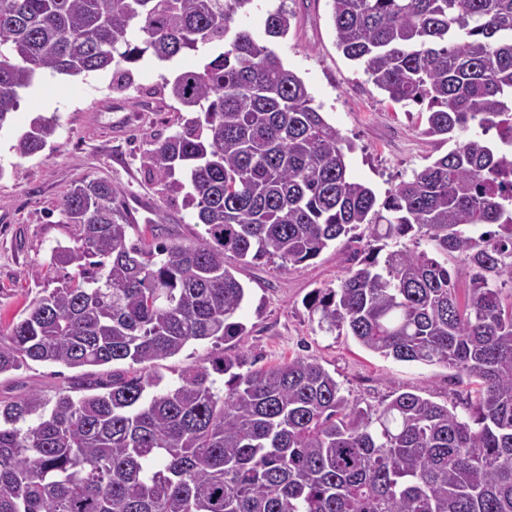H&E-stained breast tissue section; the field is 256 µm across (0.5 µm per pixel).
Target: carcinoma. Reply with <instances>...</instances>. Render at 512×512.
Returning a JSON list of instances; mask_svg holds the SVG:
<instances>
[{"mask_svg":"<svg viewBox=\"0 0 512 512\" xmlns=\"http://www.w3.org/2000/svg\"><path fill=\"white\" fill-rule=\"evenodd\" d=\"M330 2L343 55L393 102L426 105L422 134L453 143L380 205L304 81L236 25L253 0H0V129L39 74L110 69L119 84L148 53L212 48L165 81L194 116L144 162L204 234L133 240L119 188L84 178L59 202L72 245L0 320V375L128 364L0 399V512H512V0ZM295 17L267 11L265 35ZM55 132L34 122L16 153ZM416 235L460 264L386 250ZM340 238L358 247L308 303L319 328L474 381L473 414L412 392L363 408L301 356L243 372L247 356L225 353L161 386L158 362L186 345L246 335L231 262L297 265ZM60 266L74 272L57 281Z\"/></svg>","mask_w":512,"mask_h":512,"instance_id":"carcinoma-1","label":"carcinoma"}]
</instances>
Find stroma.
Masks as SVG:
<instances>
[{
	"label": "stroma",
	"mask_w": 512,
	"mask_h": 512,
	"mask_svg": "<svg viewBox=\"0 0 512 512\" xmlns=\"http://www.w3.org/2000/svg\"><path fill=\"white\" fill-rule=\"evenodd\" d=\"M274 2L255 0L238 23L257 39L267 40L283 65L305 81L314 106L350 144L346 162L356 180L382 200L447 152V145L423 135L422 106L390 101L363 66L337 48L329 0H310L301 9L294 0H285L286 8L296 9L297 22L287 36L269 39L263 17ZM200 60V54L191 52L163 62L145 57L131 66L130 81L121 88L113 86L111 72L102 71L79 76L47 73L27 89L19 109L0 129V319L17 316L40 292L35 269L57 242L68 239L55 205L83 178L120 186L119 202L138 231H145L161 210L172 238L192 240L203 233L193 210L165 200L143 164L156 142L179 131L188 116L165 89V80ZM39 116L56 118L57 131L42 152L19 157L16 140ZM349 254L340 239L316 259L295 266L281 268L269 259L238 266L235 275L247 290L238 312L245 335L222 345L188 344L160 365L165 382L177 383L183 370L208 364L225 351L245 353L258 368L310 356L362 405L376 408L397 393L411 391L468 416L476 403L475 387L452 378L450 370L385 357L363 348L350 333L319 328L309 299L316 290L337 287L347 274ZM71 375V370L34 362L0 376V397L51 391Z\"/></svg>",
	"instance_id": "stroma-1"
}]
</instances>
